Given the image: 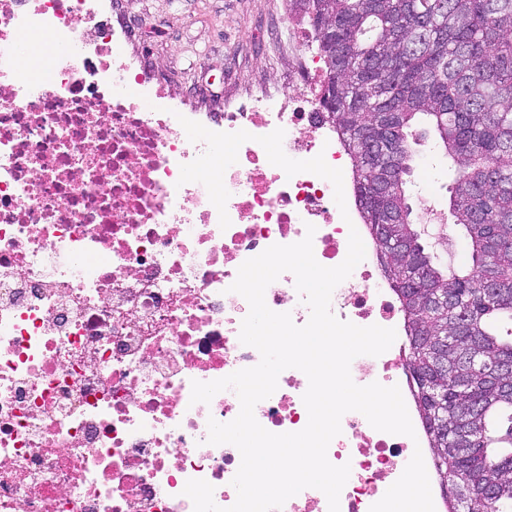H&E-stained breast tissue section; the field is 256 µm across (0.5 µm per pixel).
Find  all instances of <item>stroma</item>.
<instances>
[{
	"mask_svg": "<svg viewBox=\"0 0 512 512\" xmlns=\"http://www.w3.org/2000/svg\"><path fill=\"white\" fill-rule=\"evenodd\" d=\"M112 8L130 32L128 50L161 70L163 85L192 112L222 111L228 97L241 98L264 81L287 83L298 49L278 27L288 0H112ZM417 157L428 169L414 168L407 195L417 228L428 246L450 241L448 259L465 258V243L452 224L422 218V202L447 212L455 165L421 141Z\"/></svg>",
	"mask_w": 512,
	"mask_h": 512,
	"instance_id": "35a3bbf8",
	"label": "stroma"
}]
</instances>
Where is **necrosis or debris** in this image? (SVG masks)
<instances>
[{"label": "necrosis or debris", "mask_w": 512, "mask_h": 512, "mask_svg": "<svg viewBox=\"0 0 512 512\" xmlns=\"http://www.w3.org/2000/svg\"><path fill=\"white\" fill-rule=\"evenodd\" d=\"M102 13L100 0H0V512H194L191 479L225 508L241 456L208 443V422L232 421L239 399L229 389L195 404L191 383L260 360L239 340L249 305L230 290L237 271L310 224L316 260L339 265L361 217L354 201L339 210L330 181L270 164L256 138L284 129L287 156L321 154L344 171L349 156L308 81L321 72L315 55L296 59L288 87L191 113L211 131L252 135L224 174L221 228L205 186L178 182L205 143L188 140L171 95ZM31 34L44 43L43 78L20 64ZM265 301L296 325L310 317L292 273ZM330 307L362 327L401 326L372 248ZM403 354L355 358L353 381L399 386L413 405ZM307 388L302 371L284 370L257 421L300 431ZM412 424L414 436L392 435L343 415L327 450L350 467L340 512H370L427 446L422 421Z\"/></svg>", "instance_id": "obj_1"}]
</instances>
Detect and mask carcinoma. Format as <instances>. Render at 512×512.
I'll use <instances>...</instances> for the list:
<instances>
[{"label": "carcinoma", "mask_w": 512, "mask_h": 512, "mask_svg": "<svg viewBox=\"0 0 512 512\" xmlns=\"http://www.w3.org/2000/svg\"><path fill=\"white\" fill-rule=\"evenodd\" d=\"M318 36L321 99L404 317L405 363L446 512H512V0H289ZM423 117L457 166L456 268L406 196Z\"/></svg>", "instance_id": "cac0c4a2"}]
</instances>
